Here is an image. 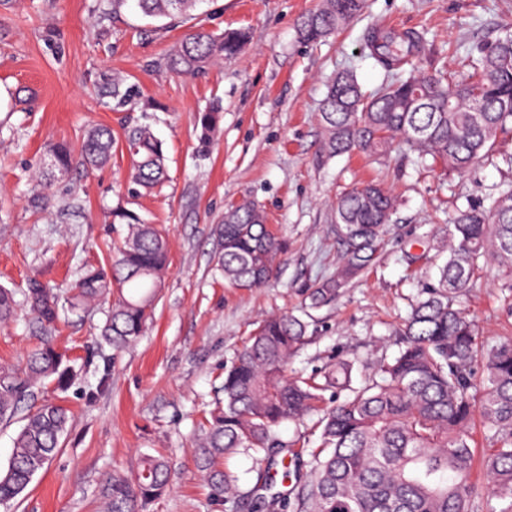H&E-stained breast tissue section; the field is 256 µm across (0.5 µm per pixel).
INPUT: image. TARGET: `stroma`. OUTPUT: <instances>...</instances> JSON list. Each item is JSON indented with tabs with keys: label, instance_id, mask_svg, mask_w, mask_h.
Returning a JSON list of instances; mask_svg holds the SVG:
<instances>
[{
	"label": "stroma",
	"instance_id": "obj_1",
	"mask_svg": "<svg viewBox=\"0 0 512 512\" xmlns=\"http://www.w3.org/2000/svg\"><path fill=\"white\" fill-rule=\"evenodd\" d=\"M319 0H209L195 24L221 33L246 29L250 42L205 74L176 75L164 57L188 30H154L132 5L109 18L112 0H0V286L24 292L38 282L65 294L86 264L104 265L125 235L117 205L161 225L170 264L153 323L121 352L87 348L104 323L103 308L63 313L59 347L74 361L67 390L49 384L39 401L72 416L62 446L18 498L0 512H103L102 487L128 471L139 454L173 459L168 492L149 512H243L215 505L197 476L194 435L222 400L224 368L269 315L301 313L306 290L336 265L331 228L336 197L353 185L383 181L399 200L396 228L379 261L344 289L334 307L312 314L306 345L290 371L310 376L335 358L355 375L374 372L398 347L394 331L422 284L433 279L435 250L410 263L409 243L448 224L457 208L486 202L512 169L486 161L465 176L441 166L417 170L398 154L375 161L361 154L320 158V103L336 71L354 69L363 89L387 81L370 56L369 32L416 30L424 49L416 66L465 77L463 57L487 40L512 33V0H367L364 13L316 44L301 42L299 18ZM156 105L153 128L164 143L169 179L161 193L131 197L129 159L114 148L106 166L70 173L48 190L47 211L34 209L32 173L52 144L78 148L93 124L121 134L138 105L117 110L108 95L113 75ZM220 102V129L201 151L197 112ZM249 199L288 241L278 274L252 290L225 287L215 275L214 228L225 209ZM512 273L489 270L465 298L480 339L512 337L505 299ZM40 341L27 310L0 324V365H20Z\"/></svg>",
	"mask_w": 512,
	"mask_h": 512
}]
</instances>
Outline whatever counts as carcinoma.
Wrapping results in <instances>:
<instances>
[{
  "label": "carcinoma",
  "mask_w": 512,
  "mask_h": 512,
  "mask_svg": "<svg viewBox=\"0 0 512 512\" xmlns=\"http://www.w3.org/2000/svg\"><path fill=\"white\" fill-rule=\"evenodd\" d=\"M129 1L145 17L187 21L207 0H112V11ZM365 0H320L302 17L298 37L314 44L359 16ZM249 40L245 29L215 33L189 30L167 56L175 74L199 75ZM376 63L392 74L389 83L365 94L353 73L337 74L321 104L320 154L331 159L361 152L379 159L394 149L432 157L450 174L464 175L496 151L500 135L512 131V35L477 47L478 63L461 80L441 72L405 74L418 57L422 36L414 31L375 30L369 35ZM115 105L138 96L122 77L112 78ZM221 112L196 114L199 142L212 143ZM114 136L105 125L89 127L79 156L65 144L49 151L50 168L37 172L45 185L53 172L70 173L106 164ZM132 193L146 195L167 178L163 142L151 124L124 130ZM398 209L396 196L371 181L336 199L334 232L341 251L334 270L309 289L306 307L332 306L343 289L372 269ZM113 221L126 234L107 266L84 268L67 297L79 312L107 305L100 340L116 351L134 344L147 329L163 286L169 243L154 224L122 206ZM216 270L232 288H256L277 274L287 242L267 224L265 210L244 200L224 211L216 229ZM446 253L438 279L423 287L396 333L398 353L353 385V364L340 360L314 377L288 373L294 354L307 342L309 322L282 312L262 320L245 347L224 371L223 405L210 413L194 439L197 471L220 502L236 493L237 477L224 458L242 452L265 463L252 489V512H474L476 452L471 428L479 418L494 441L481 465L499 512H512V339L485 348L479 328L462 308L464 296L491 267L512 272V183L488 204L455 212L434 233ZM59 297L33 283L23 300L0 286V322L17 316L24 304L43 335L22 366H0V420L14 416L47 380L66 387L74 369L56 347ZM330 397H325V393ZM319 445L310 451L306 473L293 478L288 493L272 492L277 457L288 452L279 427L303 425L311 417ZM68 410L44 403L29 412L5 470L0 471V503L17 499L61 446ZM173 463L139 456L130 474H115L104 491L106 512H147L170 486Z\"/></svg>",
  "instance_id": "cac0c4a2"
}]
</instances>
